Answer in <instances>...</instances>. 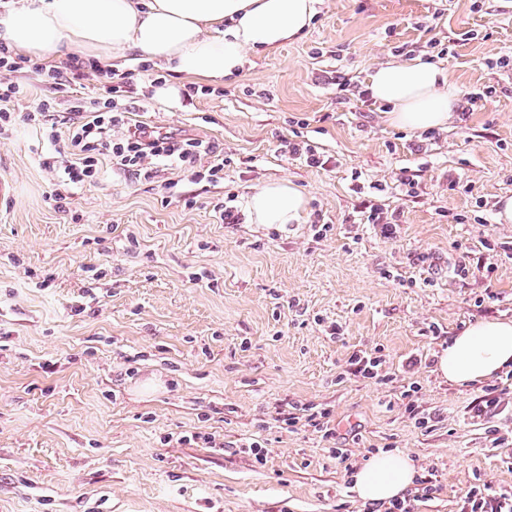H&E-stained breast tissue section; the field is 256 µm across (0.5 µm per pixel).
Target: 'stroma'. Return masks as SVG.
Returning a JSON list of instances; mask_svg holds the SVG:
<instances>
[{
    "label": "stroma",
    "instance_id": "1",
    "mask_svg": "<svg viewBox=\"0 0 512 512\" xmlns=\"http://www.w3.org/2000/svg\"><path fill=\"white\" fill-rule=\"evenodd\" d=\"M430 36L454 44L437 64L456 94L496 92L428 138L358 91ZM508 48L512 0H322L302 37L179 106L150 80L129 86L133 121L223 148V180H129L105 160L63 211L47 132L0 138V512H362L350 471L379 451L431 475L416 512H459L483 483L512 490V378L461 390L435 372L468 324L512 319V224L496 220L512 196V71L487 64ZM284 138L328 167L283 156ZM284 177L303 223L215 213ZM365 200L399 214L396 238L352 223ZM356 354L380 359L378 377L353 373ZM490 387L501 408L471 421ZM294 406L326 413L333 438L279 422Z\"/></svg>",
    "mask_w": 512,
    "mask_h": 512
}]
</instances>
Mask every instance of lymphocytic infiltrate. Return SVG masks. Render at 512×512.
Wrapping results in <instances>:
<instances>
[{
  "instance_id": "1",
  "label": "lymphocytic infiltrate",
  "mask_w": 512,
  "mask_h": 512,
  "mask_svg": "<svg viewBox=\"0 0 512 512\" xmlns=\"http://www.w3.org/2000/svg\"><path fill=\"white\" fill-rule=\"evenodd\" d=\"M26 67L41 75L43 93L35 106L18 113L13 105L23 98L24 89L12 75ZM89 76L106 89L107 98L90 109L74 105L72 118L58 122L56 100ZM131 78V73L78 56L49 68L0 44V134L20 121L64 137L62 148L44 164L60 185L49 196L55 209L65 210L68 189L98 179L99 162L104 157L109 158L113 172L135 180L155 178L163 166L190 173L196 179H223L226 161L214 143L174 131L157 133L131 122L132 108L122 100Z\"/></svg>"
}]
</instances>
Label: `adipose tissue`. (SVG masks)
<instances>
[{
	"instance_id": "ef3b65f1",
	"label": "adipose tissue",
	"mask_w": 512,
	"mask_h": 512,
	"mask_svg": "<svg viewBox=\"0 0 512 512\" xmlns=\"http://www.w3.org/2000/svg\"><path fill=\"white\" fill-rule=\"evenodd\" d=\"M321 0H7L0 7V43L36 60L67 54L124 68L131 57L209 84L241 74L249 54L269 52L305 32ZM386 104L389 124L411 131L446 128L458 98L443 69L415 57L375 69L368 86ZM256 224H298L305 196L285 178L265 182L247 200ZM512 365V320L483 319L451 337L438 354L439 376L468 387ZM414 461L402 452L372 456L353 475L367 503L403 496L414 484Z\"/></svg>"
}]
</instances>
